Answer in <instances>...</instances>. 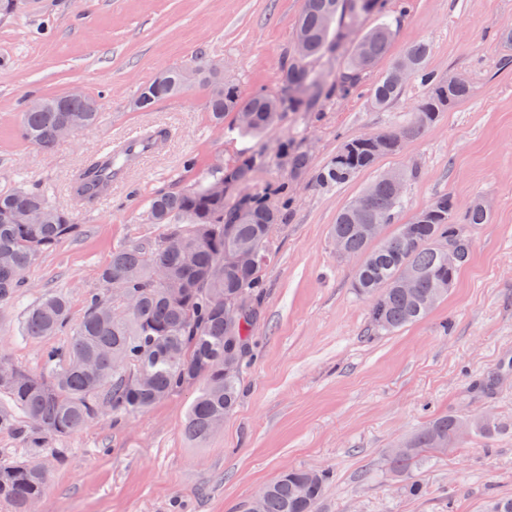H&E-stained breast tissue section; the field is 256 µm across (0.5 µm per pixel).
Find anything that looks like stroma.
Masks as SVG:
<instances>
[{"mask_svg":"<svg viewBox=\"0 0 512 512\" xmlns=\"http://www.w3.org/2000/svg\"><path fill=\"white\" fill-rule=\"evenodd\" d=\"M301 0H18L0 13V190L17 184L44 191L68 211L78 232L27 269V286L0 301V353L40 369L45 342L19 335L22 311L47 293L69 300L73 319L98 288L97 270L119 242L158 234L143 224L144 201L197 180L215 156L232 159L243 143L232 117L211 125L205 86L134 111L129 102L162 69L192 70L223 60L224 80L241 95L278 88L292 50ZM400 13L389 51L342 99L316 113H295L263 137L274 157L251 189L265 196L285 176L283 156L295 133L314 167L344 140L405 124L421 99L418 82L384 110L370 88L414 40L431 48L428 65L444 78L466 77L472 97L440 115L377 170L330 191L295 189L294 207L272 233L274 260L264 273L262 314L243 396L223 428L203 441L184 432L193 389L129 417L103 413L45 448L25 447L0 430V459L29 460L49 474L42 512H241L262 488L291 468L333 471L317 512H482L512 497V381L491 394L469 385L512 360V0H386ZM81 88L99 99L97 126L50 150L28 143L18 116L34 96ZM163 127L166 146L130 170L111 197L82 202L70 193L76 173L102 144L133 129ZM414 168L405 213L443 194L460 205L485 199L490 220L473 224L469 264L447 298L424 320L388 335L369 328L368 304L353 288V263L330 237L336 215L377 171ZM489 412L503 424L493 440L471 435L450 454L427 453L410 473L388 456L434 415ZM420 479L426 492L410 496Z\"/></svg>","mask_w":512,"mask_h":512,"instance_id":"obj_1","label":"stroma"}]
</instances>
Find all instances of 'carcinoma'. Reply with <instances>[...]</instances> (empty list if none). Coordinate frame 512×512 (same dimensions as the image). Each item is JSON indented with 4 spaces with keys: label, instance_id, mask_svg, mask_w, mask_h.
I'll list each match as a JSON object with an SVG mask.
<instances>
[{
    "label": "carcinoma",
    "instance_id": "cac0c4a2",
    "mask_svg": "<svg viewBox=\"0 0 512 512\" xmlns=\"http://www.w3.org/2000/svg\"><path fill=\"white\" fill-rule=\"evenodd\" d=\"M369 13L379 15L378 23L347 50L339 78L330 81L316 61L342 50L345 30ZM396 23L383 11L382 0H302L295 29L302 53L289 55L279 78V83L288 84V96L260 91L243 97L209 61L200 62L191 77L207 87L205 110L212 122L222 127L230 113L240 137L254 139L292 112H312L324 98L346 97L387 53ZM429 54L427 41L412 42L371 89L372 104L388 108L405 87L396 77V66L410 69L411 79L425 93L405 125L344 142L314 172L306 149L288 150L287 178L277 187L276 200L241 193L271 162L267 151L248 145L229 161L214 159L194 184L151 197L141 223L159 224L162 232L146 241L112 247L109 261L98 271L101 288L86 295L82 318L72 322L62 294H45L22 312L20 327L26 338L39 341L66 334L69 341L43 351L39 372L0 353V369L11 371L0 378V394L9 399L0 406V429L18 432L29 448H43L48 440L69 436L105 411L117 416L142 413L173 393L196 386L186 432L195 439L216 433V426L224 424L240 399L243 368L252 356L251 331L265 296L263 272L272 255L268 231L286 221L294 182L305 179L317 191L339 188L398 151L397 134L415 138L440 113L473 95L471 85H453L430 70ZM188 83L183 69L172 67L164 79L155 78L139 89L132 107L148 110L179 97ZM89 100L71 98L67 111L61 112L49 97L33 99L20 114L23 138L48 150L64 132L75 134L95 125L99 113L88 111ZM122 157L117 150L112 156L93 158L74 179L73 194L88 200L108 194L112 164ZM404 206L390 172L381 171L359 199L338 213L331 229V237L342 238L345 249L360 259L353 288L368 301L370 327L378 335H391L422 319L448 295L439 292V284L453 285L471 255L467 225L486 224L490 218L477 200L462 207L453 196L442 195L400 223ZM373 222L393 228L380 244L360 228ZM76 229L44 192L24 186L0 191V300L26 287L24 274L33 261ZM450 239L459 241L453 267L440 249ZM243 251L257 252V264H237L234 257ZM409 269L418 273L411 293L402 287ZM243 293V313L230 326L224 302ZM230 355L237 358L238 370L226 376L224 358ZM17 410L29 424H19ZM464 425L491 439L498 434L500 421L455 413L436 416L402 444V452L389 455L391 468L412 467L423 453L459 439ZM331 479L328 469L286 470L261 491L262 512H316ZM47 484V471L37 463L0 461V499L13 512H29L30 505L43 499Z\"/></svg>",
    "mask_w": 512,
    "mask_h": 512
}]
</instances>
